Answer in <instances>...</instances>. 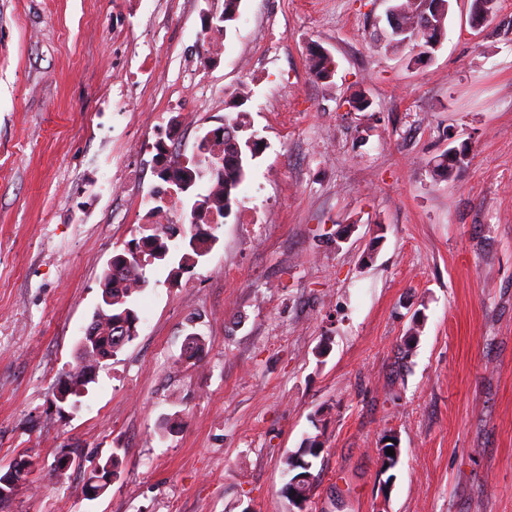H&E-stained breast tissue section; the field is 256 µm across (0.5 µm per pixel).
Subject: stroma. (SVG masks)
Instances as JSON below:
<instances>
[{
    "mask_svg": "<svg viewBox=\"0 0 512 512\" xmlns=\"http://www.w3.org/2000/svg\"><path fill=\"white\" fill-rule=\"evenodd\" d=\"M449 3L418 64L385 43L396 0H241L225 30L224 0H0V468L38 461L8 512H512V0L477 30ZM242 92L265 149L205 262L148 269L137 338L57 405L159 131L191 156ZM309 436L300 511L283 460Z\"/></svg>",
    "mask_w": 512,
    "mask_h": 512,
    "instance_id": "35a3bbf8",
    "label": "stroma"
}]
</instances>
